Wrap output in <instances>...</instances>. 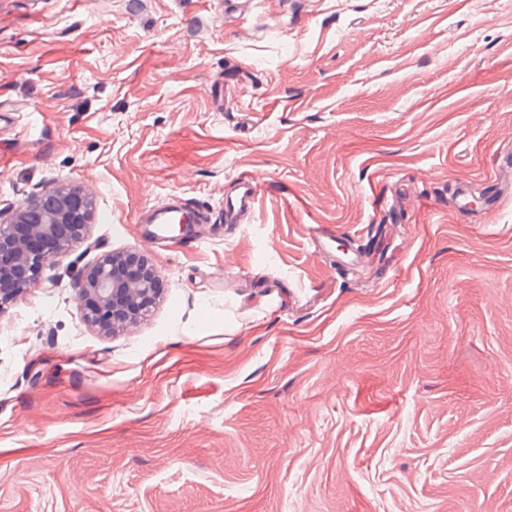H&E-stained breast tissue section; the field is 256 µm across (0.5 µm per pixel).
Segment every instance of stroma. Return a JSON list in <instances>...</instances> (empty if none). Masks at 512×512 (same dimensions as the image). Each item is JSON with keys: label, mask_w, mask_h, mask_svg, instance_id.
<instances>
[{"label": "stroma", "mask_w": 512, "mask_h": 512, "mask_svg": "<svg viewBox=\"0 0 512 512\" xmlns=\"http://www.w3.org/2000/svg\"><path fill=\"white\" fill-rule=\"evenodd\" d=\"M0 104V208L95 201L0 313V512H512V193L455 205L512 144V0H0ZM173 193L210 219L146 249ZM144 249L147 320L91 326L77 271ZM233 195L224 199V223L237 224L248 219L258 204L259 179L252 173H240L235 178Z\"/></svg>", "instance_id": "obj_1"}]
</instances>
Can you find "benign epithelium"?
I'll use <instances>...</instances> for the list:
<instances>
[{
	"instance_id": "7a95c632",
	"label": "benign epithelium",
	"mask_w": 512,
	"mask_h": 512,
	"mask_svg": "<svg viewBox=\"0 0 512 512\" xmlns=\"http://www.w3.org/2000/svg\"><path fill=\"white\" fill-rule=\"evenodd\" d=\"M93 196L59 182L41 196L0 210V311L36 287L43 269L67 255L71 242L90 223ZM159 272L153 260L133 251H113L78 271L75 287L87 320L107 333L142 321L156 302Z\"/></svg>"
}]
</instances>
